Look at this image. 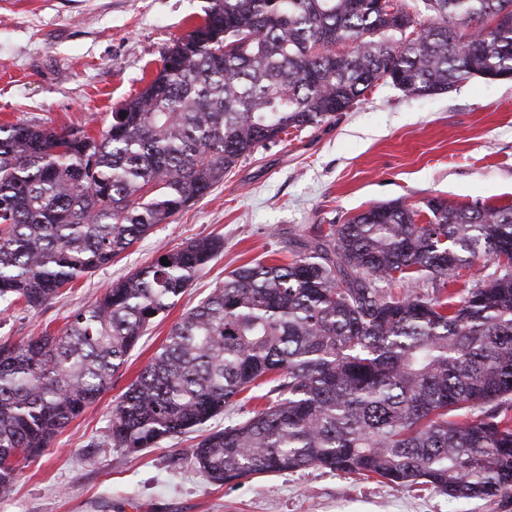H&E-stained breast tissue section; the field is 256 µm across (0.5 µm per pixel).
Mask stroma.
<instances>
[{
	"instance_id": "35a3bbf8",
	"label": "stroma",
	"mask_w": 512,
	"mask_h": 512,
	"mask_svg": "<svg viewBox=\"0 0 512 512\" xmlns=\"http://www.w3.org/2000/svg\"><path fill=\"white\" fill-rule=\"evenodd\" d=\"M207 0H0V124L98 133L200 21ZM512 205V81L472 78L431 97L378 84L350 111L241 160L211 191L112 263L37 309L0 313V340L59 332L113 282L159 252L201 237L223 252L150 325L112 383L23 462L0 512H512L321 467L224 486L208 483L179 437L136 453L103 443L112 409L171 327L225 275L255 259H293L313 225L341 224L372 205Z\"/></svg>"
}]
</instances>
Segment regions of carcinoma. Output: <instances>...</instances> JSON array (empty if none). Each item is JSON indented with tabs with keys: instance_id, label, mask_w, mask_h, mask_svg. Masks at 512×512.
Returning a JSON list of instances; mask_svg holds the SVG:
<instances>
[{
	"instance_id": "obj_1",
	"label": "carcinoma",
	"mask_w": 512,
	"mask_h": 512,
	"mask_svg": "<svg viewBox=\"0 0 512 512\" xmlns=\"http://www.w3.org/2000/svg\"><path fill=\"white\" fill-rule=\"evenodd\" d=\"M512 77V0H209L97 135L0 125V309L39 308L288 129L383 81L408 96ZM377 204L290 262L252 261L185 313L104 436L134 453L240 394L274 396L192 446L224 485L319 466L450 498H512V205ZM166 250L57 335L0 342V493L108 387L220 252ZM433 281L391 295L384 282Z\"/></svg>"
}]
</instances>
